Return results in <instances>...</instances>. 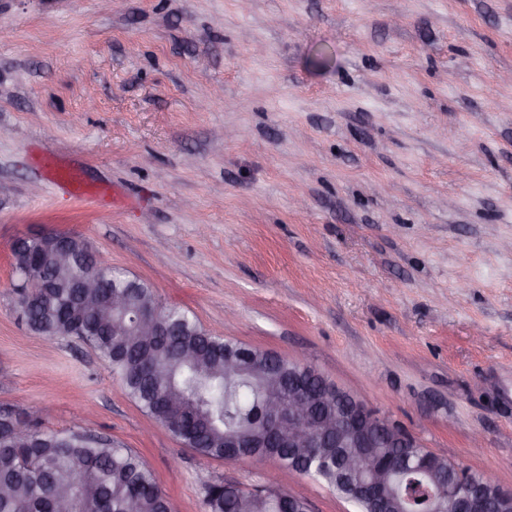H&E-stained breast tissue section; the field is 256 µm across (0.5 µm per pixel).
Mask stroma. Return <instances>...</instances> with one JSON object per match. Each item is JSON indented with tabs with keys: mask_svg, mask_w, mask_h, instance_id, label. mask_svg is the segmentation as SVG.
Instances as JSON below:
<instances>
[{
	"mask_svg": "<svg viewBox=\"0 0 512 512\" xmlns=\"http://www.w3.org/2000/svg\"><path fill=\"white\" fill-rule=\"evenodd\" d=\"M49 231L512 489V0H0V408L139 452L172 512L272 474L353 512L184 447L32 333L11 246Z\"/></svg>",
	"mask_w": 512,
	"mask_h": 512,
	"instance_id": "stroma-1",
	"label": "stroma"
}]
</instances>
